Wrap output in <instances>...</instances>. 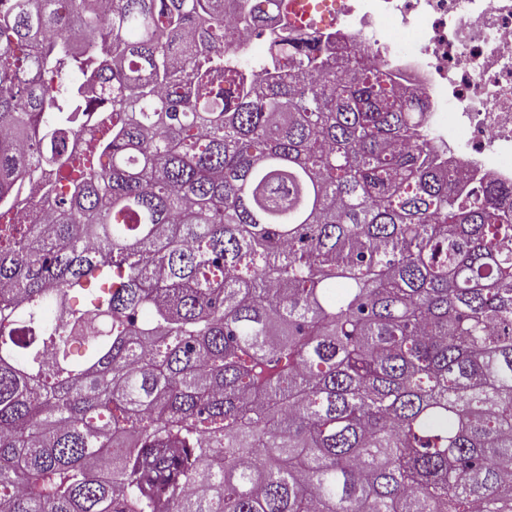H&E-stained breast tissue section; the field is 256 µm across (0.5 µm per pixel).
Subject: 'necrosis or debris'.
I'll return each mask as SVG.
<instances>
[{"mask_svg": "<svg viewBox=\"0 0 512 512\" xmlns=\"http://www.w3.org/2000/svg\"><path fill=\"white\" fill-rule=\"evenodd\" d=\"M340 51L361 48L430 104L465 184L512 187V0H337Z\"/></svg>", "mask_w": 512, "mask_h": 512, "instance_id": "necrosis-or-debris-1", "label": "necrosis or debris"}]
</instances>
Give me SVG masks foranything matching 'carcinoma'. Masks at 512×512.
<instances>
[{
    "label": "carcinoma",
    "mask_w": 512,
    "mask_h": 512,
    "mask_svg": "<svg viewBox=\"0 0 512 512\" xmlns=\"http://www.w3.org/2000/svg\"><path fill=\"white\" fill-rule=\"evenodd\" d=\"M225 2L0 0V512H512V190Z\"/></svg>",
    "instance_id": "1"
}]
</instances>
